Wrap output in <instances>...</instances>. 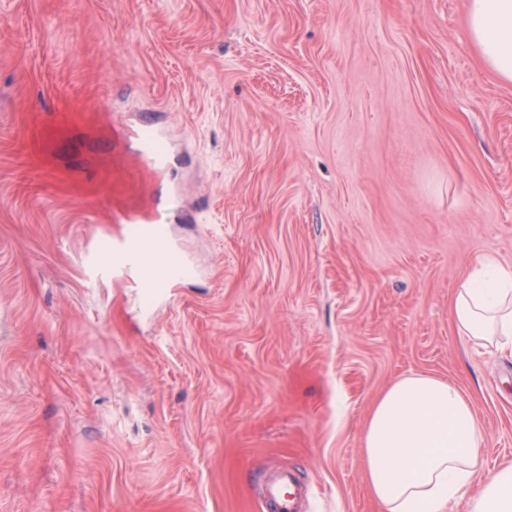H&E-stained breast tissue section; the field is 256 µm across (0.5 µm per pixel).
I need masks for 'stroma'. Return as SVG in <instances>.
Segmentation results:
<instances>
[{"label": "stroma", "instance_id": "stroma-1", "mask_svg": "<svg viewBox=\"0 0 512 512\" xmlns=\"http://www.w3.org/2000/svg\"><path fill=\"white\" fill-rule=\"evenodd\" d=\"M467 3L0 0V512H270L275 469L379 512L363 430L415 372L512 462V357L450 322L512 268V84ZM128 214L196 273L149 311L82 275ZM140 130L147 158L154 163H163L166 159V148L160 133L150 124H142Z\"/></svg>", "mask_w": 512, "mask_h": 512}]
</instances>
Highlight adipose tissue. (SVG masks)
<instances>
[{
    "mask_svg": "<svg viewBox=\"0 0 512 512\" xmlns=\"http://www.w3.org/2000/svg\"><path fill=\"white\" fill-rule=\"evenodd\" d=\"M468 31L483 62L512 83V0H469ZM451 324L467 345L512 356V268L487 260L457 290ZM488 433L470 395L426 373L396 379L375 402L361 440L381 512H512V466L487 469Z\"/></svg>",
    "mask_w": 512,
    "mask_h": 512,
    "instance_id": "1",
    "label": "adipose tissue"
}]
</instances>
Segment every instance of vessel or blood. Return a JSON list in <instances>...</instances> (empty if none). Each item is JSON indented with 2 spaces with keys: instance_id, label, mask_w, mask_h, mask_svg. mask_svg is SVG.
<instances>
[{
  "instance_id": "b4317fda",
  "label": "vessel or blood",
  "mask_w": 512,
  "mask_h": 512,
  "mask_svg": "<svg viewBox=\"0 0 512 512\" xmlns=\"http://www.w3.org/2000/svg\"><path fill=\"white\" fill-rule=\"evenodd\" d=\"M141 138L147 158L155 163L164 162L166 148L155 126L142 125ZM167 239L163 227L149 225L118 240L98 239L86 250L82 271L86 281L97 283L114 275H131L134 287L161 290L182 280L186 266L179 258L167 255ZM291 476L283 475L266 490V498L273 512H296V492Z\"/></svg>"
}]
</instances>
